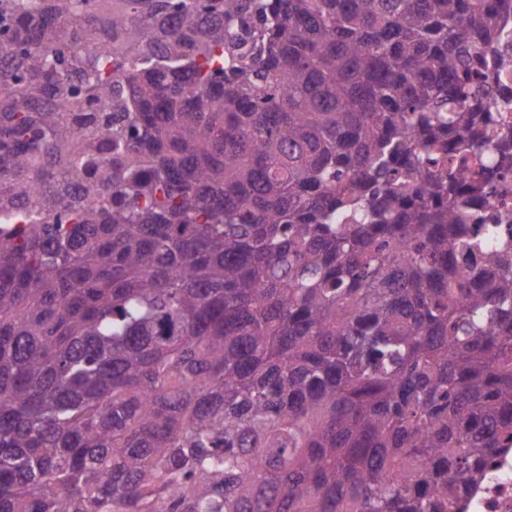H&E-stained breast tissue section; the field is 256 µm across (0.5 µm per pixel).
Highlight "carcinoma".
<instances>
[{
  "instance_id": "carcinoma-1",
  "label": "carcinoma",
  "mask_w": 512,
  "mask_h": 512,
  "mask_svg": "<svg viewBox=\"0 0 512 512\" xmlns=\"http://www.w3.org/2000/svg\"><path fill=\"white\" fill-rule=\"evenodd\" d=\"M1 45L0 512H459L512 442L466 227L512 0H0Z\"/></svg>"
}]
</instances>
